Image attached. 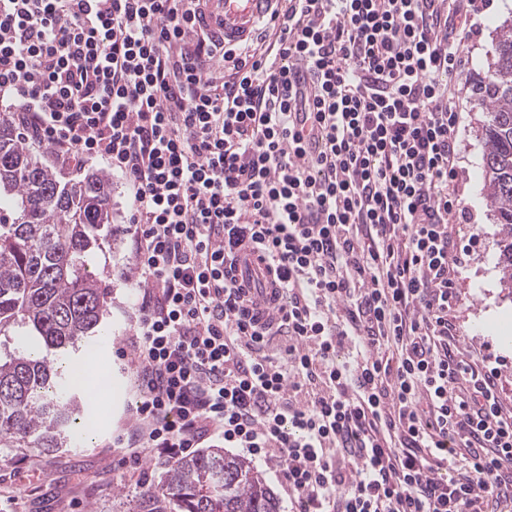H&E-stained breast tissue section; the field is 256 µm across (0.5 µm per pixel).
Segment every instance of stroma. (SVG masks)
Wrapping results in <instances>:
<instances>
[{"label":"stroma","mask_w":512,"mask_h":512,"mask_svg":"<svg viewBox=\"0 0 512 512\" xmlns=\"http://www.w3.org/2000/svg\"><path fill=\"white\" fill-rule=\"evenodd\" d=\"M511 16L512 0H488L480 16L481 32L468 43L472 64L459 83L463 114L456 188L471 221L459 229L470 255L456 280L455 316L463 348L478 358L503 361L501 394L512 402V346L502 345L495 332L498 322H512V291L504 288L497 267L499 227L481 178L487 112L475 95L495 53L497 29ZM132 261L131 238L118 231L96 250L88 267L108 291L104 333L98 339L100 363L112 385L108 411L97 414L80 445L46 453L0 448V496L19 494L17 512H127L145 490L161 484L167 461L148 457L137 464L115 445L128 432L139 398L131 359L119 354L128 345L136 317L137 292L121 277L122 267Z\"/></svg>","instance_id":"obj_1"}]
</instances>
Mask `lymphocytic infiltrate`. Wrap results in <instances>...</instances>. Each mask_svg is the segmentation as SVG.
Returning a JSON list of instances; mask_svg holds the SVG:
<instances>
[{
  "mask_svg": "<svg viewBox=\"0 0 512 512\" xmlns=\"http://www.w3.org/2000/svg\"><path fill=\"white\" fill-rule=\"evenodd\" d=\"M478 11L284 0L259 44L223 51L194 0H0V98L63 163L128 189V447L223 441L300 512H512L502 370L453 334ZM249 249L264 277L246 289ZM272 288L277 316L253 323Z\"/></svg>",
  "mask_w": 512,
  "mask_h": 512,
  "instance_id": "f902f5d3",
  "label": "lymphocytic infiltrate"
}]
</instances>
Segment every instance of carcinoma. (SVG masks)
I'll return each mask as SVG.
<instances>
[{
  "mask_svg": "<svg viewBox=\"0 0 512 512\" xmlns=\"http://www.w3.org/2000/svg\"><path fill=\"white\" fill-rule=\"evenodd\" d=\"M479 104L488 112L484 180L500 226L501 282L512 288V19L499 26ZM113 233L108 179L88 173L62 181L0 116V337L27 351L0 358V447L57 450L85 434L77 424L91 398L72 370L32 354L44 345L67 354L82 344L98 356L106 292L87 270L92 249ZM133 512H280L270 487L245 459L222 448L181 458Z\"/></svg>",
  "mask_w": 512,
  "mask_h": 512,
  "instance_id": "1",
  "label": "carcinoma"
}]
</instances>
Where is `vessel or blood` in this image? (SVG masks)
I'll return each mask as SVG.
<instances>
[{
	"instance_id": "obj_1",
	"label": "vessel or blood",
	"mask_w": 512,
	"mask_h": 512,
	"mask_svg": "<svg viewBox=\"0 0 512 512\" xmlns=\"http://www.w3.org/2000/svg\"><path fill=\"white\" fill-rule=\"evenodd\" d=\"M282 6V0H201L197 26L221 37L225 46H237L254 40L261 21Z\"/></svg>"
}]
</instances>
